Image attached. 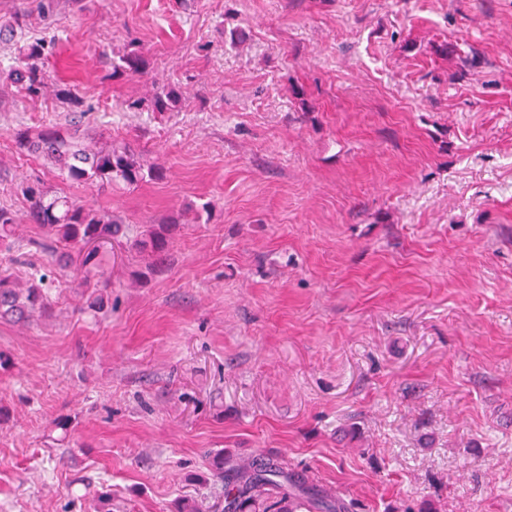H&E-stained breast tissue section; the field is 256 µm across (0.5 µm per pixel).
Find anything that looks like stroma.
Here are the masks:
<instances>
[{
  "mask_svg": "<svg viewBox=\"0 0 512 512\" xmlns=\"http://www.w3.org/2000/svg\"><path fill=\"white\" fill-rule=\"evenodd\" d=\"M57 38L36 99L0 74V208L32 186L114 215L0 319V512H177L216 452L273 456L349 512H512V0H0ZM145 74L116 76L130 49ZM180 95L148 111L157 88ZM75 128L162 176L66 178L16 129ZM163 232L162 257L136 242Z\"/></svg>",
  "mask_w": 512,
  "mask_h": 512,
  "instance_id": "stroma-1",
  "label": "stroma"
}]
</instances>
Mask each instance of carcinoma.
Listing matches in <instances>:
<instances>
[{
	"instance_id": "obj_1",
	"label": "carcinoma",
	"mask_w": 512,
	"mask_h": 512,
	"mask_svg": "<svg viewBox=\"0 0 512 512\" xmlns=\"http://www.w3.org/2000/svg\"><path fill=\"white\" fill-rule=\"evenodd\" d=\"M55 39L39 37L17 48L8 77L28 97L40 95L50 80L46 63L53 55ZM146 70V60L130 51L112 62V76L139 74ZM179 100L177 93L163 88L151 100V109L165 112ZM14 141L22 153L48 157L68 178L98 185L121 181L129 186L143 180L144 174L135 154L125 147L108 146L96 151L82 147L76 136L51 128L16 130ZM31 205L29 221L41 225L54 237L52 243L36 246L52 251L59 244L77 253L80 268L90 271L97 265L96 242L114 239L123 233V225L112 215L96 212L79 202L52 195L33 187L25 189ZM57 280L51 269H35L28 286H18L10 274L0 271V316L26 320L43 311L47 293ZM211 470L224 488V512H345L317 488L305 475L288 471L269 457L241 462L222 452L212 458Z\"/></svg>"
}]
</instances>
